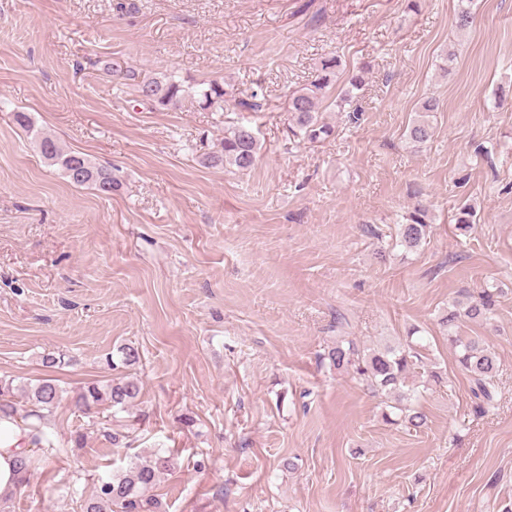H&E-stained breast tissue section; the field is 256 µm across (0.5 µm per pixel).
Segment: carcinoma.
Returning <instances> with one entry per match:
<instances>
[{"label":"carcinoma","instance_id":"cac0c4a2","mask_svg":"<svg viewBox=\"0 0 512 512\" xmlns=\"http://www.w3.org/2000/svg\"><path fill=\"white\" fill-rule=\"evenodd\" d=\"M464 6L458 9L455 26L466 30L473 19V0H461ZM339 62L336 57H327L320 62L315 78L306 86L292 92L288 99V140L304 143H320L334 134V128L323 117L322 107L327 89L336 77ZM363 75L350 77L344 94L336 100L338 111L345 110L357 98V91L364 86ZM139 101L151 106L176 109L191 98L203 110L224 109V104L233 103L241 112H258L262 103L257 93L248 98H235L227 85L211 80L205 86L194 88L175 80L172 76L144 77L135 83ZM437 105L434 100L424 101L421 115L410 126L407 137L415 145H424L435 135V126L430 113ZM16 122L32 136L41 156L52 166H59L68 181L77 187L93 188L109 193L114 187L112 170L92 162L81 153L65 150L53 137L34 129L24 112L15 113ZM259 139L255 129L239 122L224 130V141L218 152L207 157L211 163L229 165L239 171L251 169L259 153ZM429 207L421 202L409 211L406 222L400 225L397 243L408 251L418 249L430 233ZM499 290L481 288L470 293L466 301L457 303L440 318V324L448 333V342L456 350L460 369L469 378L470 391L480 411L493 405L498 386V359L481 338L460 336L458 329L464 322L489 323L494 316ZM430 345L422 336L408 334L405 340L394 345L377 348H360L354 342H336L327 351L324 359L338 372L354 373L363 378L375 392L390 400V411L386 421L407 424L414 429L425 425V415L416 407V402L428 390L427 379L440 381V376L430 370L427 352ZM422 377L411 383L412 377ZM138 380L122 377L106 385L87 383L73 397V405L83 413H89L98 405H107L112 412L126 410L139 396ZM32 409L19 415L14 402L12 383L0 381V418L21 417L27 421L29 442L37 448H51L53 443L48 433V417L63 399V389L53 378L37 380L28 393ZM44 460L26 454L19 460L20 482L24 483L30 473L43 466ZM173 466V458L156 450L129 465L125 470L109 479H102L92 496L83 501L82 512H160L161 502L150 494L159 477Z\"/></svg>","mask_w":512,"mask_h":512}]
</instances>
